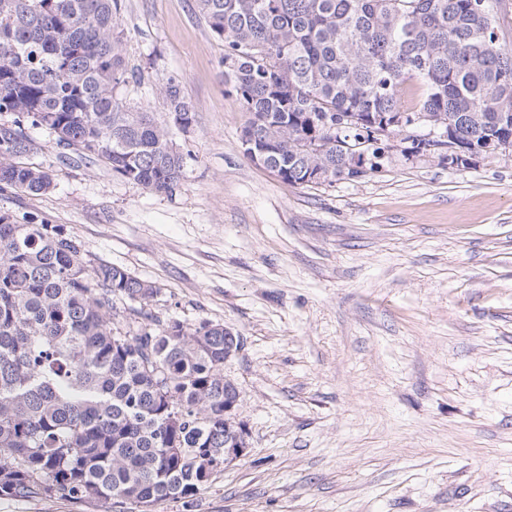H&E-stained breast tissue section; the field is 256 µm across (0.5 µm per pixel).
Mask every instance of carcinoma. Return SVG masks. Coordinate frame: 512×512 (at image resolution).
<instances>
[{"mask_svg":"<svg viewBox=\"0 0 512 512\" xmlns=\"http://www.w3.org/2000/svg\"><path fill=\"white\" fill-rule=\"evenodd\" d=\"M224 42V79L248 118L264 166L288 184L319 172L374 171L372 133L403 132L399 91L418 79L416 112L460 154L489 157L512 140V45L504 0H195ZM120 0H0V187L43 194L45 169L17 162L26 126L67 138L112 175L173 195L185 157L170 129L121 102L137 80L118 22ZM162 93L174 126L194 112L179 82ZM366 152L367 159L355 156ZM159 288L88 258L73 235L0 214V498H69L86 507L190 498L224 450L238 396L224 377V325L163 321ZM134 302L128 330L117 303Z\"/></svg>","mask_w":512,"mask_h":512,"instance_id":"obj_1","label":"carcinoma"}]
</instances>
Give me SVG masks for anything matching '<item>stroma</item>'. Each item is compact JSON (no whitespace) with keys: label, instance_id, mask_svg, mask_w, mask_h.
Listing matches in <instances>:
<instances>
[{"label":"stroma","instance_id":"obj_1","mask_svg":"<svg viewBox=\"0 0 512 512\" xmlns=\"http://www.w3.org/2000/svg\"><path fill=\"white\" fill-rule=\"evenodd\" d=\"M129 107L192 104L179 190L78 160L48 131L22 164L51 192L0 214L76 236L155 283L152 314L233 328L246 456L155 512H512V155L389 152L355 180L291 185L244 155L247 114L195 0H121ZM162 93L169 107L174 126L182 131L191 126L194 121V112L190 104L185 100L179 82L169 79L162 88Z\"/></svg>","mask_w":512,"mask_h":512}]
</instances>
